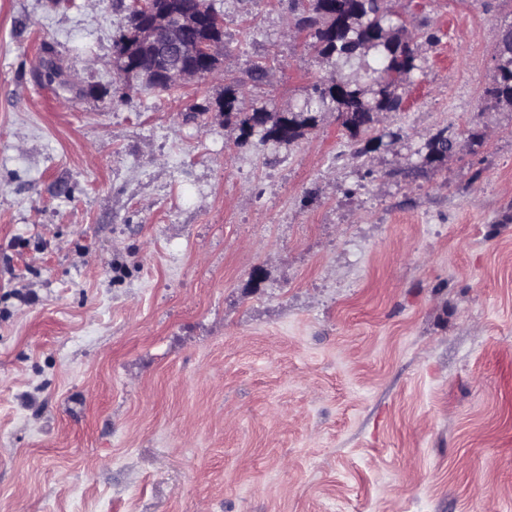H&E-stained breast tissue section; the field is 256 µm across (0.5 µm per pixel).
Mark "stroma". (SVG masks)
I'll list each match as a JSON object with an SVG mask.
<instances>
[{
	"label": "stroma",
	"instance_id": "1",
	"mask_svg": "<svg viewBox=\"0 0 512 512\" xmlns=\"http://www.w3.org/2000/svg\"><path fill=\"white\" fill-rule=\"evenodd\" d=\"M211 3L223 74L158 94L131 0H0V512H512V0H392L403 110L286 147L191 110L333 65ZM497 71V77L491 87L486 89V94L497 103L512 107V59H499Z\"/></svg>",
	"mask_w": 512,
	"mask_h": 512
}]
</instances>
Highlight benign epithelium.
<instances>
[{"instance_id":"benign-epithelium-1","label":"benign epithelium","mask_w":512,"mask_h":512,"mask_svg":"<svg viewBox=\"0 0 512 512\" xmlns=\"http://www.w3.org/2000/svg\"><path fill=\"white\" fill-rule=\"evenodd\" d=\"M132 25L113 66L164 89L224 71V20L209 0H132Z\"/></svg>"}]
</instances>
